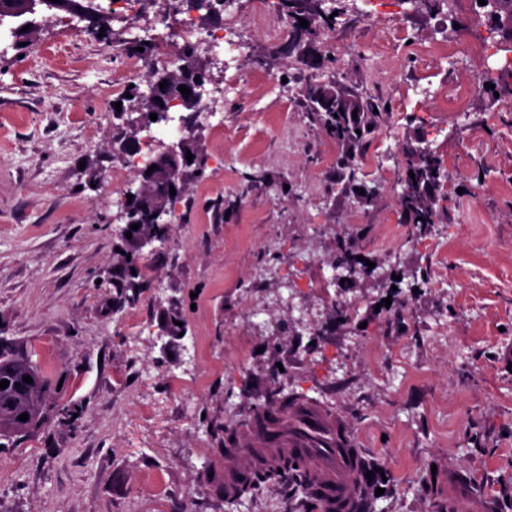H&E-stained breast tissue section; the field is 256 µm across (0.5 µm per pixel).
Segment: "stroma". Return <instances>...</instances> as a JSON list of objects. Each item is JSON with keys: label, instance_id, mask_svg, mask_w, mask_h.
<instances>
[{"label": "stroma", "instance_id": "35a3bbf8", "mask_svg": "<svg viewBox=\"0 0 512 512\" xmlns=\"http://www.w3.org/2000/svg\"><path fill=\"white\" fill-rule=\"evenodd\" d=\"M226 10L239 81L198 47L224 109L197 120L203 171L188 173L163 243L143 249L122 208L141 175L126 170L118 195L108 175L126 159L130 85L146 90L177 63L116 85L127 54L59 10L26 41L0 42V351L56 386L42 424L0 449V512H313L293 480L228 509L215 467L228 428L291 391L343 416L365 448L382 493L363 512H426L428 469L444 460L512 512V79L497 74L512 21L470 22L454 0H267L262 23L253 0ZM303 19L316 32L297 47L286 32ZM187 20L202 34L218 16L196 0H136L112 28L178 51ZM462 27L490 57L415 55ZM395 31L405 42L381 53L377 34ZM311 85L378 112L352 188L340 163H321L334 141ZM463 90L466 111L435 106ZM409 143L445 161L422 230L400 208ZM344 242L373 272L316 288ZM394 268L422 288H389ZM285 279L292 308L278 298Z\"/></svg>", "mask_w": 512, "mask_h": 512}]
</instances>
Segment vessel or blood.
Wrapping results in <instances>:
<instances>
[{
  "label": "vessel or blood",
  "instance_id": "obj_1",
  "mask_svg": "<svg viewBox=\"0 0 512 512\" xmlns=\"http://www.w3.org/2000/svg\"><path fill=\"white\" fill-rule=\"evenodd\" d=\"M278 469L310 484L318 512H361L363 508L367 461L340 414L302 398L259 410L226 443L225 497H234L256 472ZM459 481L447 463L437 464L432 512H462V500L448 492Z\"/></svg>",
  "mask_w": 512,
  "mask_h": 512
}]
</instances>
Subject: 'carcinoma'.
Listing matches in <instances>:
<instances>
[{"label": "carcinoma", "instance_id": "carcinoma-1", "mask_svg": "<svg viewBox=\"0 0 512 512\" xmlns=\"http://www.w3.org/2000/svg\"><path fill=\"white\" fill-rule=\"evenodd\" d=\"M29 0H0V17L9 18L26 12ZM49 10L68 12L79 10L87 21L86 29L100 31L98 12L101 7L96 0H43ZM325 130L332 135L348 160L355 155L366 135L370 134L368 126H376L378 114L372 112L368 104L358 96L335 92L334 101L318 113ZM405 171L414 176H405V187L401 195V210L409 224L424 226L434 223V196L442 176V160L436 153L425 146H410L405 150ZM30 376L31 383L23 381ZM9 381L8 387L0 388V439L9 441L35 429L43 419L46 399L50 388L46 379L24 357L8 352H0V381ZM28 414V419L21 421L18 416ZM274 480L270 473H259L244 485L233 502L241 504L262 484Z\"/></svg>", "mask_w": 512, "mask_h": 512}]
</instances>
